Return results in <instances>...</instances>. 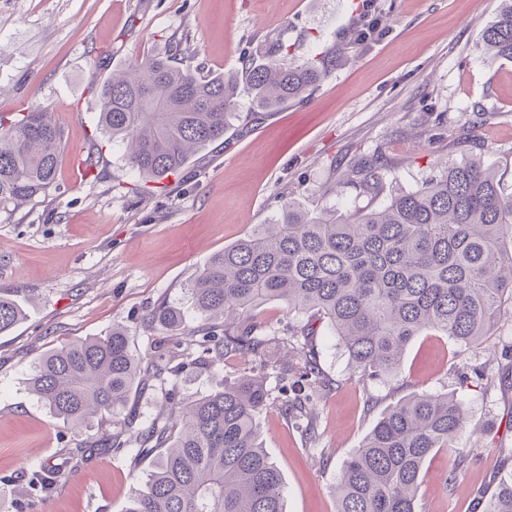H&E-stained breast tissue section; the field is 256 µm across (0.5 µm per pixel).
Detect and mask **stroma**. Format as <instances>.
<instances>
[{"mask_svg": "<svg viewBox=\"0 0 512 512\" xmlns=\"http://www.w3.org/2000/svg\"><path fill=\"white\" fill-rule=\"evenodd\" d=\"M362 0H0V121L48 108L63 131L56 182L45 196L0 210V289L32 297L24 319L0 333V512H22V468L59 462L78 441L32 395L31 364L75 338L127 325L143 353L157 339L140 322L160 301L198 321L186 293L217 251L270 221L282 200L346 214L437 176L444 160L481 155L512 193V61L482 59V34L500 0H374L384 35L347 32ZM282 34L289 59L336 58L300 103L257 112L242 95L219 142L152 193L99 123L113 70L179 42L212 75L237 72L243 52ZM378 157V186L346 172ZM92 168H85V159ZM318 362L335 382L316 398V437L280 408L258 422L283 482L286 512H336L330 488L379 417L415 391L461 401L467 426L422 473L417 512H482L501 469L512 471V313L466 349L429 332L407 349L398 377L353 376L336 336L318 324ZM469 455L455 486L444 480L458 449ZM150 460L102 453L38 497L35 512H124Z\"/></svg>", "mask_w": 512, "mask_h": 512, "instance_id": "obj_1", "label": "stroma"}]
</instances>
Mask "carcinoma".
Returning a JSON list of instances; mask_svg holds the SVG:
<instances>
[{
  "label": "carcinoma",
  "mask_w": 512,
  "mask_h": 512,
  "mask_svg": "<svg viewBox=\"0 0 512 512\" xmlns=\"http://www.w3.org/2000/svg\"><path fill=\"white\" fill-rule=\"evenodd\" d=\"M486 60H512V0H501L485 29ZM267 62L243 56L240 71L204 74V66L174 58L137 61L101 88L100 122L124 146L126 166L146 182L179 172L190 158L224 138L236 115L240 81L253 110L275 112L304 100L329 76L322 56L294 64L281 36L261 45ZM63 134L51 113L31 108L10 124L0 121V209L45 194L55 184ZM373 189L375 164L353 170ZM512 194L477 156L451 162L435 179L400 193L380 208L309 213L296 202L275 219L214 253L190 293L199 320L183 333L180 309L159 302L141 323L162 336L144 355L127 327L71 341L40 355L28 385L53 415L78 431L112 418L115 430L99 442L66 449L61 462L23 470L34 496L75 475L102 450L134 458L156 455L145 488L132 486L124 512H285L280 472L263 447L257 420L274 401L297 428H313L314 399L330 389L309 343L311 324L279 333L253 311L282 303L288 314L325 322L361 380L397 375L407 348L426 332L462 347L481 344L512 309ZM25 316L16 296L0 295V333ZM302 362L288 384V356ZM249 357L261 371L224 380V360ZM189 368L216 377L208 393L178 398ZM275 373L278 396L267 387ZM160 390L169 405L144 427L124 414L135 390ZM465 413L454 397L414 393L388 408L343 464L337 512H416L421 473L437 451L462 433ZM485 512H512V472Z\"/></svg>",
  "instance_id": "1"
}]
</instances>
